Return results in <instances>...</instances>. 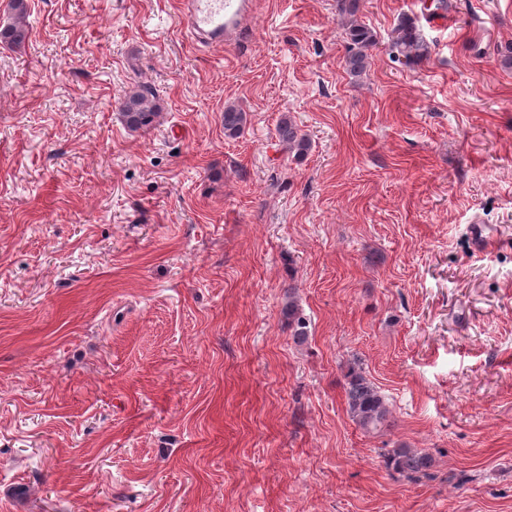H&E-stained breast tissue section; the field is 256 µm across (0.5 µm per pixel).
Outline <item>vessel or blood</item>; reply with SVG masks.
Wrapping results in <instances>:
<instances>
[{
	"label": "vessel or blood",
	"instance_id": "b4317fda",
	"mask_svg": "<svg viewBox=\"0 0 512 512\" xmlns=\"http://www.w3.org/2000/svg\"><path fill=\"white\" fill-rule=\"evenodd\" d=\"M186 29L202 44L221 45L239 38L253 14V0H179Z\"/></svg>",
	"mask_w": 512,
	"mask_h": 512
}]
</instances>
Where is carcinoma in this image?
<instances>
[{"label":"carcinoma","instance_id":"carcinoma-1","mask_svg":"<svg viewBox=\"0 0 512 512\" xmlns=\"http://www.w3.org/2000/svg\"><path fill=\"white\" fill-rule=\"evenodd\" d=\"M12 22L0 29V42L21 48L29 37L28 0H10ZM359 0H336V13L345 27L348 41L344 58L348 73L358 78L370 64L372 50L378 40L375 32L359 21ZM393 46L404 58L405 64L413 65L429 53L428 45L420 36L418 28L410 19H403L393 30ZM157 96L151 85L142 83L126 91L119 108L122 122L130 130L146 128L158 116ZM247 124V113L233 104L224 107V136L237 138ZM277 133L289 152L298 158L305 157L311 142L300 133L288 115L283 116ZM292 336L303 341L308 336V321L293 298L283 308ZM346 403L354 423L364 432H378L390 425L391 410L385 395L372 383L359 363L350 366L346 374ZM386 466L399 475L418 481L432 478L430 469L433 459L430 453L406 446L391 448L385 454Z\"/></svg>","mask_w":512,"mask_h":512}]
</instances>
